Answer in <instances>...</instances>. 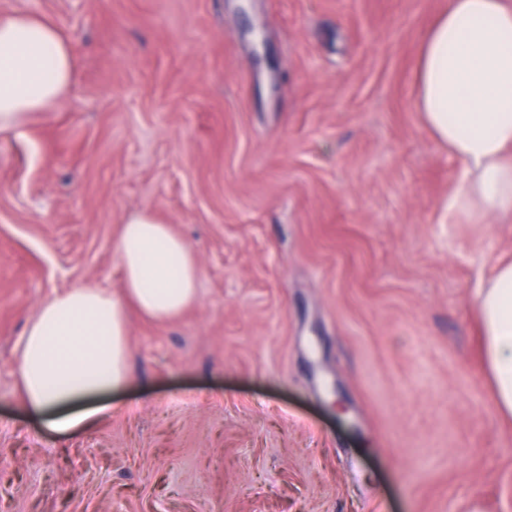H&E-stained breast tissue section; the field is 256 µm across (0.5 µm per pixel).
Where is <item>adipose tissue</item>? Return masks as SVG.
I'll use <instances>...</instances> for the list:
<instances>
[{
	"label": "adipose tissue",
	"instance_id": "ef3b65f1",
	"mask_svg": "<svg viewBox=\"0 0 512 512\" xmlns=\"http://www.w3.org/2000/svg\"><path fill=\"white\" fill-rule=\"evenodd\" d=\"M78 60L55 23L28 13L0 17V129L22 127L69 95ZM427 125L461 167L448 210L512 216V6L448 0L416 71ZM115 247L118 290L85 286L55 294L27 320L17 379L27 412L55 434L91 429L130 382L128 307L159 322L197 301L200 265L189 243L149 209L127 216ZM471 305L485 336L492 398L512 417V262L476 288Z\"/></svg>",
	"mask_w": 512,
	"mask_h": 512
}]
</instances>
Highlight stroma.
<instances>
[{"mask_svg":"<svg viewBox=\"0 0 512 512\" xmlns=\"http://www.w3.org/2000/svg\"><path fill=\"white\" fill-rule=\"evenodd\" d=\"M448 0H0L55 20L66 100L0 130V512H512V420L474 289L512 217H449L460 171L415 66ZM198 300L129 310L132 382L91 430L21 401L26 319L117 289L141 208Z\"/></svg>","mask_w":512,"mask_h":512,"instance_id":"obj_1","label":"stroma"}]
</instances>
